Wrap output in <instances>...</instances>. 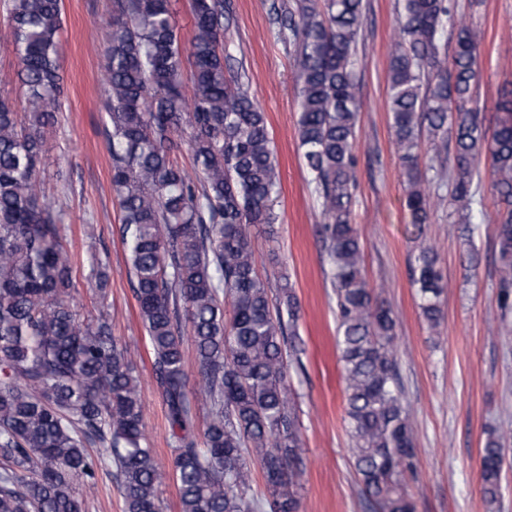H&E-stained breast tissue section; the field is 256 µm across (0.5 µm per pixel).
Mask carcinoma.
Masks as SVG:
<instances>
[{
    "instance_id": "obj_1",
    "label": "carcinoma",
    "mask_w": 512,
    "mask_h": 512,
    "mask_svg": "<svg viewBox=\"0 0 512 512\" xmlns=\"http://www.w3.org/2000/svg\"><path fill=\"white\" fill-rule=\"evenodd\" d=\"M274 20L288 32L297 70L298 135L321 199V225L336 295L345 411L354 469L375 512H416L404 474L416 471L415 435L403 405L393 350L395 320L375 296L350 223L354 146L361 112L356 46L363 0H281ZM182 42L171 0H112L103 21L105 135L121 240L174 448L168 471L144 434L141 386L108 320H79L71 252L40 178L47 131L64 107L61 0H7L0 46L17 61L28 112L0 99V512H86L98 470L112 463L125 512H160L159 485L177 486L181 512H254L250 463L271 490L270 512H297L302 466L288 392L285 330L299 318L289 284L272 301L252 262L249 226L272 224L280 193L265 115L233 73L234 16L228 0H190ZM401 38L387 65V112L405 172V207L418 231L430 221L420 170V133L452 155L448 207L475 204L478 163H489L498 198L500 305L512 311V92L497 104L491 138L477 104L482 32L453 30L441 56L449 0H400ZM193 66L182 80L184 59ZM186 143L192 168L173 158ZM424 318L437 325L446 285L436 254L415 256ZM91 277L106 296L111 270ZM232 303L224 317L223 298ZM193 335L199 378L188 385L181 322ZM210 420L197 437L196 405ZM512 428L491 430L481 479L496 501ZM89 445L103 448L94 457Z\"/></svg>"
}]
</instances>
